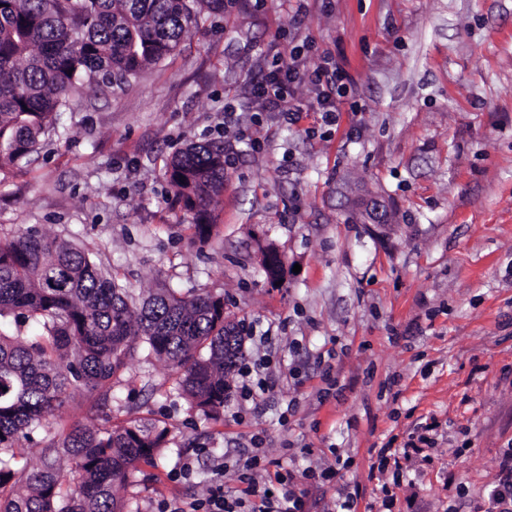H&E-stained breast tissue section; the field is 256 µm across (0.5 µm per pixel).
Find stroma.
Masks as SVG:
<instances>
[{
	"label": "stroma",
	"instance_id": "35a3bbf8",
	"mask_svg": "<svg viewBox=\"0 0 512 512\" xmlns=\"http://www.w3.org/2000/svg\"><path fill=\"white\" fill-rule=\"evenodd\" d=\"M312 39L351 91L337 128L260 112L251 81ZM64 132L0 169V239L29 227L75 241L137 295L220 293L251 327L220 419L191 410L176 371L146 352L114 387L115 420L153 414L167 450L139 464L132 512L199 495L216 464L240 487L252 448L303 475L309 512H486L512 452V0H238L179 52L121 86L77 87ZM233 162L191 243L165 162L224 122ZM284 259L266 281L263 254ZM75 391L44 423L98 421ZM432 424L429 461L395 470L382 448ZM192 462L191 479L170 474Z\"/></svg>",
	"mask_w": 512,
	"mask_h": 512
}]
</instances>
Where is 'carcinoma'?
<instances>
[{
	"label": "carcinoma",
	"instance_id": "obj_1",
	"mask_svg": "<svg viewBox=\"0 0 512 512\" xmlns=\"http://www.w3.org/2000/svg\"><path fill=\"white\" fill-rule=\"evenodd\" d=\"M224 0H0V169L57 129L78 84L122 83L175 54ZM224 143L190 144L166 163L173 204L196 215L224 192ZM0 512H127L120 491L161 453L163 422L129 417L111 429L74 424L60 434L46 413L71 391L94 395L112 420V388L138 349L177 369L190 407L218 420L248 327L224 296L161 288L140 299L73 241L34 227L0 239ZM37 465L18 466L24 444Z\"/></svg>",
	"mask_w": 512,
	"mask_h": 512
}]
</instances>
